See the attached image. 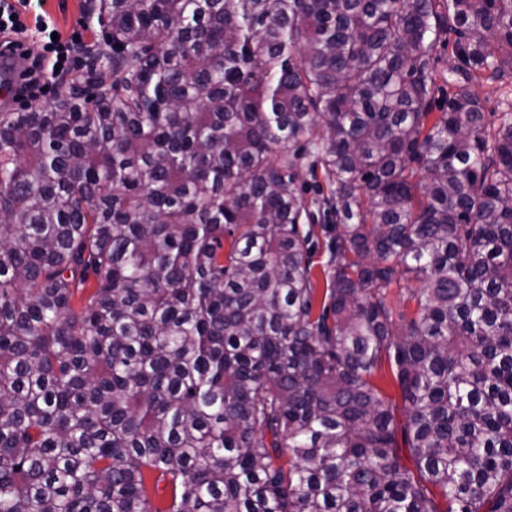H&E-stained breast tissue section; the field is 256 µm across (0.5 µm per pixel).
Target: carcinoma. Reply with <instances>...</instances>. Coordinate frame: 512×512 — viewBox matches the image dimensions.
Listing matches in <instances>:
<instances>
[{"label":"carcinoma","instance_id":"obj_1","mask_svg":"<svg viewBox=\"0 0 512 512\" xmlns=\"http://www.w3.org/2000/svg\"><path fill=\"white\" fill-rule=\"evenodd\" d=\"M90 13L112 52L0 112V512H512V0ZM479 97L484 101L486 112H496L493 118L502 115V112L512 113V82L509 80L507 87H499L497 84H477ZM312 212L314 213V220L311 223L303 220L302 229L303 233L309 228L311 229L310 261L314 288H318L315 301V311L318 312L320 310L321 293L325 288L323 269L329 258L327 243L331 237L336 235V218L329 212L324 211L323 208L312 207Z\"/></svg>","mask_w":512,"mask_h":512}]
</instances>
